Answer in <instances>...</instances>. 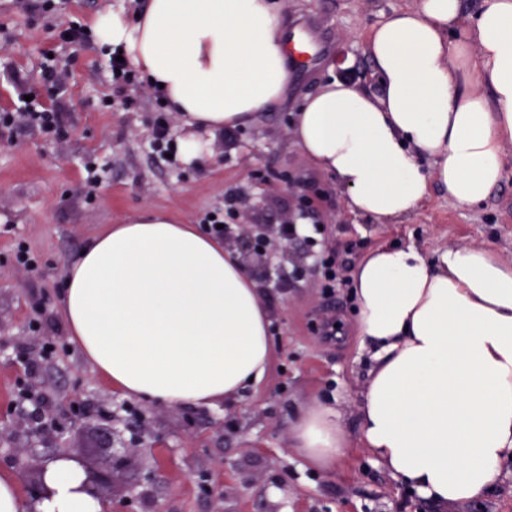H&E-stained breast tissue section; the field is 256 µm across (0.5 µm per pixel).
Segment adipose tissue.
Listing matches in <instances>:
<instances>
[{"label": "adipose tissue", "instance_id": "adipose-tissue-1", "mask_svg": "<svg viewBox=\"0 0 512 512\" xmlns=\"http://www.w3.org/2000/svg\"><path fill=\"white\" fill-rule=\"evenodd\" d=\"M92 34L123 48L160 86L186 135L184 161L215 133L255 123L289 80L275 0H149L137 19L105 11ZM378 92L324 85L295 137L344 191L348 208L409 217L432 184L459 204L486 201L512 143V0H419L373 28ZM359 335L370 349L359 438L403 485L445 507L499 486L512 459V263L485 249L425 256L381 246L353 269ZM60 313L74 342L125 396L214 405L261 380L270 314L237 251L147 209L108 225L65 268ZM292 447L335 470L351 444L335 409L313 401ZM83 470L50 463L35 512H107Z\"/></svg>", "mask_w": 512, "mask_h": 512}]
</instances>
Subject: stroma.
Masks as SVG:
<instances>
[{"instance_id":"obj_1","label":"stroma","mask_w":512,"mask_h":512,"mask_svg":"<svg viewBox=\"0 0 512 512\" xmlns=\"http://www.w3.org/2000/svg\"><path fill=\"white\" fill-rule=\"evenodd\" d=\"M286 33L310 24L315 56L291 70L285 97L250 127L211 138L202 159L160 158L152 143L157 94L125 105L113 85L109 57L95 42L63 43L62 27L91 25L105 10L142 12L147 0H53L49 11L24 12L0 0V110L21 91L62 102L64 138L20 129L0 138V470H15V449L28 445L34 391L46 415L61 416L65 401L84 402L90 417L39 451L68 449L94 471L112 474V512H512L511 476L495 491L460 509H444L397 482L361 446L348 449L335 470L310 467L291 448L290 423L314 399L335 406L342 427L359 429V393L368 369L361 347L352 270L384 245L415 244L432 256L448 248H485L512 262V144L506 178L479 205L463 206L432 187L408 218L387 222L350 212L335 178L314 166L293 127L304 100L327 82L345 78L372 91L373 61L365 46L384 16L417 0H277ZM54 56L67 73L56 93L41 65ZM237 199L235 236L252 225L279 228L270 249L271 275L303 272L288 288H265L271 312L272 354L262 380L239 397L192 407L124 397L99 376L72 341L58 306L67 263L107 225L147 208L164 209L188 224ZM328 227L343 279L326 295L310 268L314 248L282 235L302 224L304 208ZM34 258L19 265L18 247ZM335 318L333 337L314 326Z\"/></svg>"}]
</instances>
